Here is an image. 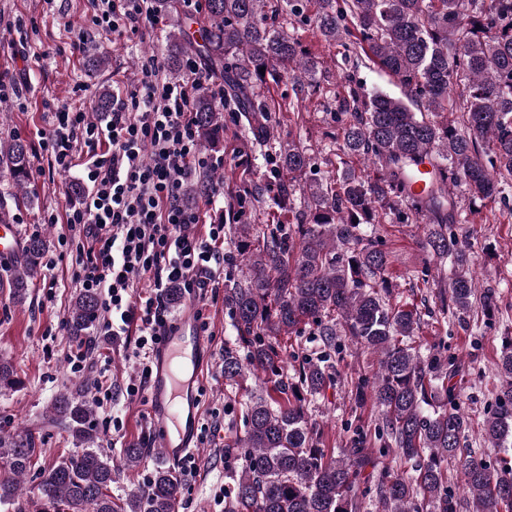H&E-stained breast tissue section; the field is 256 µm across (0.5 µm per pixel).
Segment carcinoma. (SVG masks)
Here are the masks:
<instances>
[{"mask_svg": "<svg viewBox=\"0 0 512 512\" xmlns=\"http://www.w3.org/2000/svg\"><path fill=\"white\" fill-rule=\"evenodd\" d=\"M205 0L198 26L200 54L224 80V96L238 113L251 143L261 148L275 137L272 108L256 89L286 76L296 99L318 86V65L286 31L301 17L327 42L365 58L400 85L402 96L368 94L343 86L339 110L349 115L339 151L360 158L375 176L345 168L325 181L308 150L295 143L280 154L274 170L275 203L294 212L296 223L275 224L262 233L234 225L242 278L224 284V306L237 332V349L224 351V381L248 375L277 378L282 400L261 395L245 403V435L230 452L242 460L226 491L228 512H361L363 475L373 464L366 437L333 456L321 448V434L307 415V397L326 385V360L308 362L292 381L283 379L277 337L316 326L329 347L339 336L379 356L373 380L355 382L357 405L371 395L381 409L383 450L410 469L388 470L377 480L381 512H459L466 496L473 512H512V465L498 468L483 457L462 459L465 494L448 489V460L461 455L469 429L452 384L454 370L438 351L423 358L414 351L416 311L387 300L388 256L363 226L379 212L430 226L427 245L454 266L448 290L439 292V311L458 322L470 317L473 301L490 315L497 293L482 288L468 266L467 242L452 225L461 223L448 185L465 187L473 198L503 193L512 178V0ZM185 28L168 34L173 70L189 48ZM265 72H260V69ZM200 140L218 148L224 111L209 91L196 105ZM428 163L430 169L421 171ZM0 173L27 196L29 148L19 140L0 142ZM303 199L304 208L294 204ZM46 242L28 240L21 268L11 282L21 302L40 272ZM99 301L80 294L67 319V333L79 342L96 320ZM497 374L496 409L484 426L486 440L512 447V337L505 340ZM72 437L90 442L89 401L61 394L55 403ZM8 470L0 474V505L15 502L35 468L38 449L28 434L0 436ZM44 512H175L180 485L164 468L149 485L115 509L107 494L112 464L93 448L35 473Z\"/></svg>", "mask_w": 512, "mask_h": 512, "instance_id": "obj_1", "label": "carcinoma"}]
</instances>
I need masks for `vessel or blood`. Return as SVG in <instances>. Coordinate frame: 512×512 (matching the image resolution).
Returning a JSON list of instances; mask_svg holds the SVG:
<instances>
[{
	"label": "vessel or blood",
	"instance_id": "1",
	"mask_svg": "<svg viewBox=\"0 0 512 512\" xmlns=\"http://www.w3.org/2000/svg\"><path fill=\"white\" fill-rule=\"evenodd\" d=\"M195 313L191 304L180 310L149 356L147 419L163 456L173 463L199 445L201 387L209 349Z\"/></svg>",
	"mask_w": 512,
	"mask_h": 512
}]
</instances>
